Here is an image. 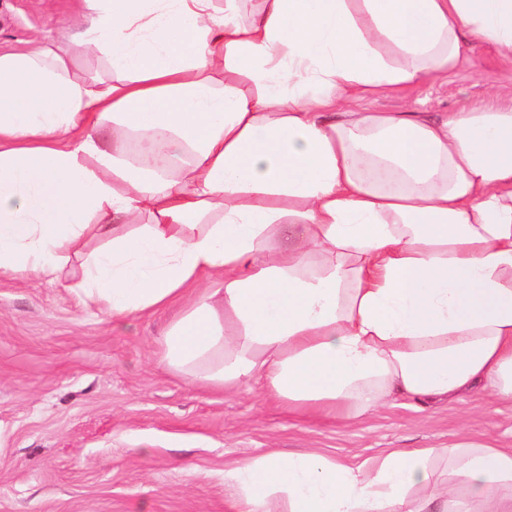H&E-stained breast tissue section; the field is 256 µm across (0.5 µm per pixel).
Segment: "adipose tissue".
Wrapping results in <instances>:
<instances>
[{"label":"adipose tissue","instance_id":"1","mask_svg":"<svg viewBox=\"0 0 512 512\" xmlns=\"http://www.w3.org/2000/svg\"><path fill=\"white\" fill-rule=\"evenodd\" d=\"M241 2L77 0L62 47L0 50V271L52 279L80 258V296L116 319L191 298L167 365L295 411L479 384L512 401V106L351 108L446 77L474 39L512 64V0ZM97 53L110 79L73 73ZM130 130L178 174L130 161ZM206 273L223 287L189 297ZM224 483L229 512L274 495L288 512H512V448L271 452Z\"/></svg>","mask_w":512,"mask_h":512}]
</instances>
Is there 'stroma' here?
Here are the masks:
<instances>
[{"instance_id": "1", "label": "stroma", "mask_w": 512, "mask_h": 512, "mask_svg": "<svg viewBox=\"0 0 512 512\" xmlns=\"http://www.w3.org/2000/svg\"><path fill=\"white\" fill-rule=\"evenodd\" d=\"M73 0H0V49L68 28ZM512 96V65L474 42L448 76L371 95L362 112L433 117ZM77 261L53 280L0 272V512H227L233 460L314 449L358 462L389 448H512V406L388 398L348 422L292 414L240 387L175 372L176 303L115 320L83 303Z\"/></svg>"}]
</instances>
